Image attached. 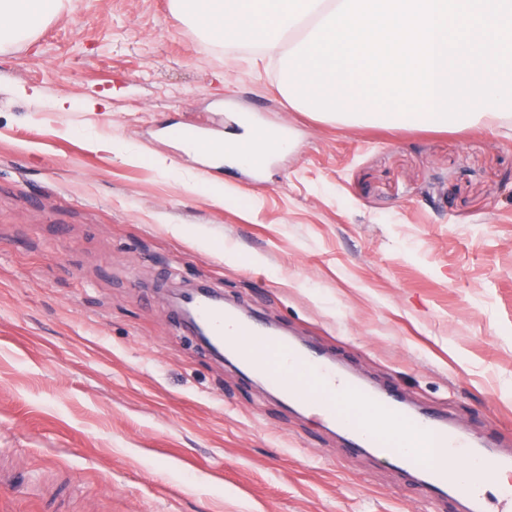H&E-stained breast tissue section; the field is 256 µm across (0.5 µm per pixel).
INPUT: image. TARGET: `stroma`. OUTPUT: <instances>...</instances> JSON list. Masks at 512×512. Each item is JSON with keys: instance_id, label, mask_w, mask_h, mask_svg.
Wrapping results in <instances>:
<instances>
[{"instance_id": "35a3bbf8", "label": "stroma", "mask_w": 512, "mask_h": 512, "mask_svg": "<svg viewBox=\"0 0 512 512\" xmlns=\"http://www.w3.org/2000/svg\"><path fill=\"white\" fill-rule=\"evenodd\" d=\"M238 114L291 149L200 173L184 130ZM200 285L512 449V118L315 119L170 0L0 48V512H448L197 346Z\"/></svg>"}]
</instances>
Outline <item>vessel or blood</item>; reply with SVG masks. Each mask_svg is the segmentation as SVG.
I'll return each instance as SVG.
<instances>
[{"label":"vessel or blood","instance_id":"obj_1","mask_svg":"<svg viewBox=\"0 0 512 512\" xmlns=\"http://www.w3.org/2000/svg\"><path fill=\"white\" fill-rule=\"evenodd\" d=\"M194 320L211 341L226 349L250 374L323 423L340 426L350 451L387 456L393 466L417 480L430 498H448L464 512H512V452L465 432L430 407L407 402L398 388L379 389L329 363L314 345L281 336L258 317L224 306L208 293L193 305ZM370 409L366 419L339 422L344 398ZM381 424L408 426L432 458L404 448L385 452L378 442Z\"/></svg>","mask_w":512,"mask_h":512}]
</instances>
